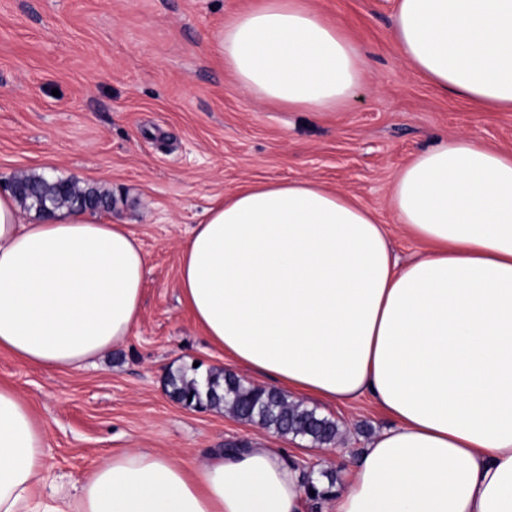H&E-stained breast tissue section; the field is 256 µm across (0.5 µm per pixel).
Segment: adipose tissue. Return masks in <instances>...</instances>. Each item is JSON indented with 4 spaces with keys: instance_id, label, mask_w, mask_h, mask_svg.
<instances>
[{
    "instance_id": "1",
    "label": "adipose tissue",
    "mask_w": 512,
    "mask_h": 512,
    "mask_svg": "<svg viewBox=\"0 0 512 512\" xmlns=\"http://www.w3.org/2000/svg\"><path fill=\"white\" fill-rule=\"evenodd\" d=\"M392 36L441 92L512 111V0H397ZM217 51L247 94L333 112L364 56L305 0H258ZM396 221L424 251L395 259L374 213L309 178L251 182L206 209L180 257L182 302L209 343L290 397L369 396L393 424L343 475L335 512H512V152L437 140L396 176ZM147 259L127 224L49 219L0 193V351L46 369L102 357L139 325ZM46 438L0 387V512H300L272 448L200 468L134 448L74 501L41 499Z\"/></svg>"
}]
</instances>
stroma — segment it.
Listing matches in <instances>:
<instances>
[{
	"instance_id": "1",
	"label": "stroma",
	"mask_w": 512,
	"mask_h": 512,
	"mask_svg": "<svg viewBox=\"0 0 512 512\" xmlns=\"http://www.w3.org/2000/svg\"><path fill=\"white\" fill-rule=\"evenodd\" d=\"M253 0H0V191L23 172L112 194L109 224H129L147 257L140 324L96 365L45 370L0 353V386L32 407L47 439L54 492L70 495L128 448L204 465L260 444L342 474L390 419L367 397L307 400L341 437L322 447L224 411L174 400L168 373L218 367L178 288L180 251L218 197L251 182L311 178L355 196L383 224L400 261L423 246L390 207L399 169L439 137L465 134L512 151V112H481L405 64L391 37L396 0H308L341 25L367 63L364 86L335 112L288 111L246 95L212 51Z\"/></svg>"
}]
</instances>
